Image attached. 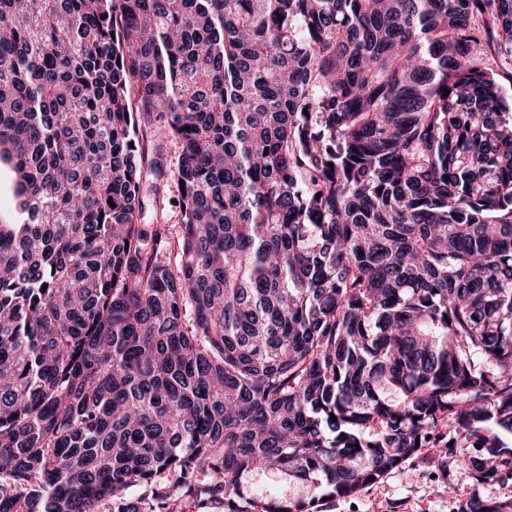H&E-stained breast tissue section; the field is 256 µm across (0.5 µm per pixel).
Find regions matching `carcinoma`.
<instances>
[{"mask_svg":"<svg viewBox=\"0 0 512 512\" xmlns=\"http://www.w3.org/2000/svg\"><path fill=\"white\" fill-rule=\"evenodd\" d=\"M503 78L512 0H0V512L512 483ZM179 148L175 143L168 144L165 152V173L160 181V189L155 187V180L146 183L142 191L143 224H171L178 234L181 215L175 205L178 195L173 172L178 164ZM15 207L14 179L10 166L0 162V223H15L21 219ZM250 480L256 490L271 497H288L289 499H307L310 497V487L289 482L281 473L273 470L253 472Z\"/></svg>","mask_w":512,"mask_h":512,"instance_id":"cac0c4a2","label":"carcinoma"}]
</instances>
